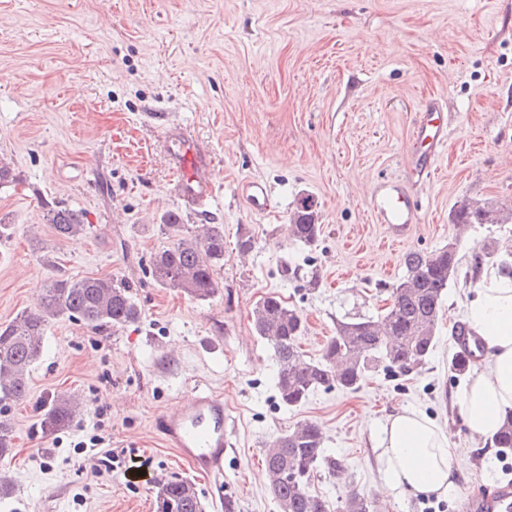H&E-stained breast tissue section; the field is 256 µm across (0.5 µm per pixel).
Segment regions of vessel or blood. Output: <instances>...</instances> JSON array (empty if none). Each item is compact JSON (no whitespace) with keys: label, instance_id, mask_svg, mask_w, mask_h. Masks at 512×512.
Returning <instances> with one entry per match:
<instances>
[{"label":"vessel or blood","instance_id":"1","mask_svg":"<svg viewBox=\"0 0 512 512\" xmlns=\"http://www.w3.org/2000/svg\"><path fill=\"white\" fill-rule=\"evenodd\" d=\"M414 135L427 142L430 155L443 148L447 135L441 112L427 108L418 120ZM176 155L175 191L188 207L207 204L214 192L211 159L193 140L180 139ZM240 194L254 211L265 212L272 206L269 189L261 182L242 183ZM372 210L377 223L386 225L392 238L406 236L419 221L414 197L396 181L383 182L373 199ZM161 439L175 448L197 474L220 479L224 476V400L207 390L197 391L190 405L164 412L155 419ZM461 512H512V486L501 485L463 499Z\"/></svg>","mask_w":512,"mask_h":512}]
</instances>
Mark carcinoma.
Segmentation results:
<instances>
[{
	"mask_svg": "<svg viewBox=\"0 0 512 512\" xmlns=\"http://www.w3.org/2000/svg\"><path fill=\"white\" fill-rule=\"evenodd\" d=\"M492 204L491 199H465L454 210L452 223L461 227L512 220V206L493 210ZM45 219L59 239L90 229L84 213L68 207L48 208ZM319 219L317 202L309 195L301 196L291 210V236L306 247L317 246L322 229ZM162 228L173 242L151 258L153 280L197 298L216 293L224 267V226L208 224L199 233L181 223L178 214L170 213ZM487 263L512 279V253L501 252L493 240L473 256L471 269L478 273ZM404 267L405 275L390 288L391 305L384 313L375 319L336 322V336L316 359H305L300 350L299 339L307 330L301 311L273 294L256 304L253 326L273 349L282 406L297 408L321 387L355 390L378 362L407 371L424 363L436 341L448 287L458 280L460 258L450 244L429 254L409 252ZM61 317L101 329L135 321L139 309L130 287L116 284L108 276L50 280L38 308L24 310L0 324V408L27 395L29 373L43 352L48 324ZM77 409L78 404L69 398L53 399L42 419L43 429L53 432L68 425ZM492 442L498 448H512V415L492 436ZM12 451L11 425L1 417L0 460ZM265 467L280 512H371V503L357 493L336 509L326 497L312 492L315 473H334L341 467V462L326 452L322 428L315 421L300 423L276 437L265 456ZM155 512H204V507L195 484L174 477L157 486Z\"/></svg>",
	"mask_w": 512,
	"mask_h": 512,
	"instance_id": "carcinoma-1",
	"label": "carcinoma"
}]
</instances>
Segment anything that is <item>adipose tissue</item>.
I'll return each mask as SVG.
<instances>
[{"mask_svg": "<svg viewBox=\"0 0 512 512\" xmlns=\"http://www.w3.org/2000/svg\"><path fill=\"white\" fill-rule=\"evenodd\" d=\"M465 316L484 341L488 363L455 405L468 433L484 438L512 411V280L482 272ZM377 446L385 491H456L450 431L426 414L409 408L397 412L382 425Z\"/></svg>", "mask_w": 512, "mask_h": 512, "instance_id": "obj_1", "label": "adipose tissue"}]
</instances>
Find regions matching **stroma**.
Listing matches in <instances>:
<instances>
[{
  "mask_svg": "<svg viewBox=\"0 0 512 512\" xmlns=\"http://www.w3.org/2000/svg\"><path fill=\"white\" fill-rule=\"evenodd\" d=\"M446 118L448 142L423 177L413 129L427 101ZM187 132L212 160L214 196L186 208L174 182L173 134ZM0 156L17 180L0 185V323L36 305L53 279L109 276L125 283L136 322L92 329L50 321L27 397L7 418L16 454L0 461L12 488L0 512H155L159 482L197 486L205 512H278L265 450L297 423L321 424L342 472L312 489L333 502L364 496L373 512H423L421 495L382 489L375 445L381 425L414 408L454 433L458 489L465 495L512 481V449L473 439L455 400L453 324L472 297L448 289L432 354L409 373L375 369L352 392L318 389L281 406L272 349L252 309L273 293L301 310L304 354L319 357L336 322L377 315L405 272L404 256L456 243L469 272L474 244H512L511 224H475L456 237L451 214L465 198L512 197V0H0ZM409 181L420 220L401 241L374 220L383 181ZM264 182L272 212L239 193ZM321 214L316 248L289 239L300 194ZM55 204L86 212V235L57 239L43 220ZM224 227L221 288L200 299L159 286L154 253L171 242L160 222ZM248 236L253 248L236 243ZM300 278L281 276L282 265ZM317 273L319 284L304 277ZM205 388L224 399V481L192 472L153 427L159 413ZM69 395L80 411L66 427L41 426L46 403ZM104 439L118 455L97 469L82 441Z\"/></svg>",
  "mask_w": 512,
  "mask_h": 512,
  "instance_id": "obj_1",
  "label": "stroma"
}]
</instances>
